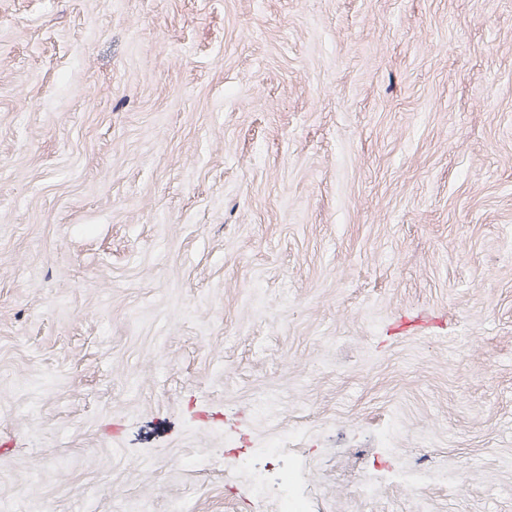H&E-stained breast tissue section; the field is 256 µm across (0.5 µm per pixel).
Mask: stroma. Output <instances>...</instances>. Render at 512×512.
Here are the masks:
<instances>
[{
	"label": "stroma",
	"instance_id": "1",
	"mask_svg": "<svg viewBox=\"0 0 512 512\" xmlns=\"http://www.w3.org/2000/svg\"><path fill=\"white\" fill-rule=\"evenodd\" d=\"M256 472L512 512V0H0V512Z\"/></svg>",
	"mask_w": 512,
	"mask_h": 512
}]
</instances>
